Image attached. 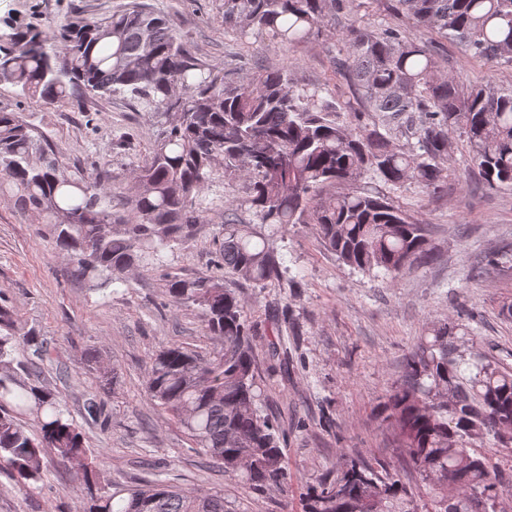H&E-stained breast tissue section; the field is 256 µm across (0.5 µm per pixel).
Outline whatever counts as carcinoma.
<instances>
[{"label": "carcinoma", "instance_id": "obj_1", "mask_svg": "<svg viewBox=\"0 0 512 512\" xmlns=\"http://www.w3.org/2000/svg\"><path fill=\"white\" fill-rule=\"evenodd\" d=\"M394 14L425 34L451 39L468 56L512 63V0H389ZM359 0H224V27L242 40L270 37L291 48L339 26L345 67L366 123L349 100L298 85L283 69L226 81L197 58L163 15L136 0L105 17L74 16L54 30L0 28V82L46 106L89 96L129 94L163 116L149 158L129 195L117 201L101 173L62 171L59 151L19 112L0 111V193L51 226L52 242L90 288L111 286L133 267L152 269L166 250L184 245L217 206L202 193L216 175L241 179L245 196L225 209L220 246L224 266L263 284L283 274L269 238L235 222L246 205L276 230L315 224L321 242L344 264L379 269L390 279L428 257L426 227L385 196L353 189L372 174L400 187L411 180L439 187L451 134L463 130L472 161L490 187L512 185V88L492 83L461 87L441 71L433 41L409 38L396 26L361 24ZM414 139L408 151L393 146ZM347 191L325 196L328 185ZM166 292L177 307L200 313L206 333L224 342L201 359L180 346L160 350L146 367L152 402L183 428L193 447L261 491L288 486L279 431L260 412L257 361L244 307L224 281L171 278ZM450 319L425 329L410 352L403 378L384 403L395 433L394 452L406 461L407 481L384 463L357 453L337 475L307 488L303 512H419L415 481L430 482L434 512H486L512 486L503 470L467 444L488 439L511 448L512 373L482 357L466 363ZM32 333L20 334L0 305V470L25 491L40 488L44 462L82 474V512H224V494H198L157 482L118 499L101 473L100 455L56 391L19 383L17 371ZM37 421L28 433L21 416ZM466 474L463 486L453 481Z\"/></svg>", "mask_w": 512, "mask_h": 512}]
</instances>
